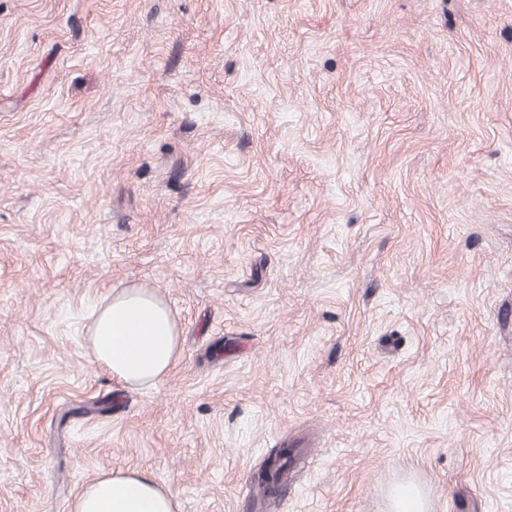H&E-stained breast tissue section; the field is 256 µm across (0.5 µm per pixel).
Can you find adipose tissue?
Listing matches in <instances>:
<instances>
[{
  "label": "adipose tissue",
  "mask_w": 512,
  "mask_h": 512,
  "mask_svg": "<svg viewBox=\"0 0 512 512\" xmlns=\"http://www.w3.org/2000/svg\"><path fill=\"white\" fill-rule=\"evenodd\" d=\"M90 336L97 361L131 387L154 384L177 354L179 330L170 306L155 292L124 287L95 313ZM175 497L140 470L102 474L77 496L71 512H177Z\"/></svg>",
  "instance_id": "adipose-tissue-1"
}]
</instances>
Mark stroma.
<instances>
[{
    "mask_svg": "<svg viewBox=\"0 0 512 512\" xmlns=\"http://www.w3.org/2000/svg\"><path fill=\"white\" fill-rule=\"evenodd\" d=\"M124 286L180 330L137 389L90 336ZM117 468L512 512V0H0V512ZM389 500L388 512H427L424 496L419 489L413 486L395 488Z\"/></svg>",
    "mask_w": 512,
    "mask_h": 512,
    "instance_id": "1",
    "label": "stroma"
}]
</instances>
